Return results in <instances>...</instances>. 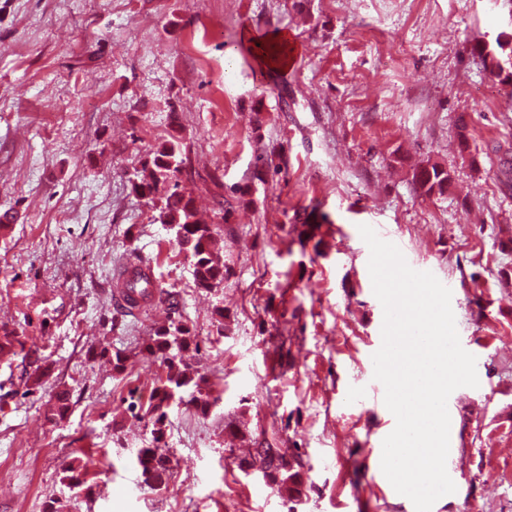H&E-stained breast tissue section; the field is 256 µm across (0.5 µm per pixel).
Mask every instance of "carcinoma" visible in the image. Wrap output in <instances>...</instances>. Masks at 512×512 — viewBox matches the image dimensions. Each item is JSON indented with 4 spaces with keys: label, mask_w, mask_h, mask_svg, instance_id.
Segmentation results:
<instances>
[{
    "label": "carcinoma",
    "mask_w": 512,
    "mask_h": 512,
    "mask_svg": "<svg viewBox=\"0 0 512 512\" xmlns=\"http://www.w3.org/2000/svg\"><path fill=\"white\" fill-rule=\"evenodd\" d=\"M479 53L485 68L491 75L503 83H512V35L501 34L494 43H483ZM187 158L182 145L177 140L160 144L143 167L142 177L133 183L134 190L147 199L163 194L165 204L161 207V223L170 226L175 232V239L186 250L193 267L195 286L210 290L224 282L227 268L215 249L214 233L211 225L200 223L191 197L179 191L181 176L191 177L187 169ZM452 175L447 168L437 162L426 161L414 169L412 184L416 191L426 197L442 196L448 192ZM124 288L132 304L141 300H157L166 305L169 313L167 324L160 326L146 346L149 356L160 361L165 369V376L160 378L153 388L152 399L145 411L151 421L154 446L141 448L137 453V462L142 470L144 482L159 486L164 482V475L169 471V458L160 448L166 409L173 403L189 404L201 411H207L217 405L219 398L213 396L206 377L194 371L185 361V353L198 350L189 326L177 317L179 313V294L172 290L158 289L153 279L138 273L124 281ZM24 348L25 341L14 330L0 327V354L18 355L16 348ZM93 357L107 359L112 369L121 371L126 367L128 357L125 351L114 352L107 348L93 353ZM20 380L30 394L41 386L40 369H23ZM253 446V460L269 469L287 473L281 482L288 484V490L301 493L299 472L294 468L296 459L287 457L280 448L272 447L266 441L250 440ZM88 461L77 459L66 469L63 480L72 489L82 487V477L87 471Z\"/></svg>",
    "instance_id": "1"
}]
</instances>
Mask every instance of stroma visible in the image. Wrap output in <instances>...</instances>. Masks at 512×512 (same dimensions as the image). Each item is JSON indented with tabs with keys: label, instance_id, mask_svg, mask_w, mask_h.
<instances>
[{
	"label": "stroma",
	"instance_id": "stroma-1",
	"mask_svg": "<svg viewBox=\"0 0 512 512\" xmlns=\"http://www.w3.org/2000/svg\"><path fill=\"white\" fill-rule=\"evenodd\" d=\"M277 31L300 56L265 73L244 36ZM503 32L504 0H0V325L44 372L25 394L20 357H0V512H415L378 455L395 418L374 378L383 309L363 225L451 289L477 359L478 387L448 399L456 490L432 512H512V86L473 52ZM173 138L229 270L208 292L132 190ZM265 150L278 173L261 182ZM428 159L450 171L447 196L414 190ZM137 257L179 292L190 364L221 398L168 408L155 488L136 460L152 425L128 406L162 372L139 350L168 313L115 302ZM104 347L126 350L124 371L91 359ZM232 418L297 454L299 499L245 476Z\"/></svg>",
	"mask_w": 512,
	"mask_h": 512
}]
</instances>
